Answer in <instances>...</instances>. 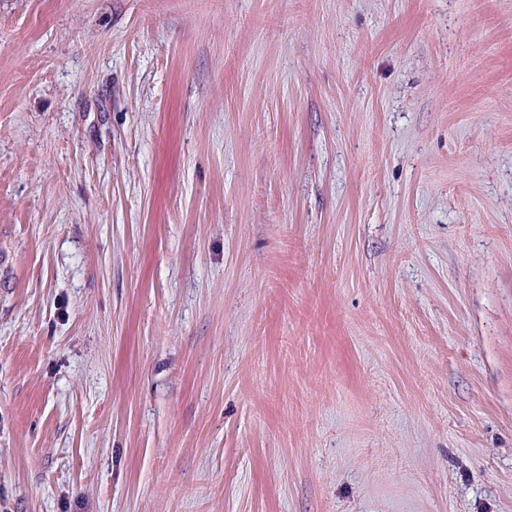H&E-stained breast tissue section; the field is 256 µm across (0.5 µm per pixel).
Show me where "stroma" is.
Returning <instances> with one entry per match:
<instances>
[{"label":"stroma","instance_id":"stroma-1","mask_svg":"<svg viewBox=\"0 0 512 512\" xmlns=\"http://www.w3.org/2000/svg\"><path fill=\"white\" fill-rule=\"evenodd\" d=\"M0 512H512V0H0Z\"/></svg>","mask_w":512,"mask_h":512}]
</instances>
